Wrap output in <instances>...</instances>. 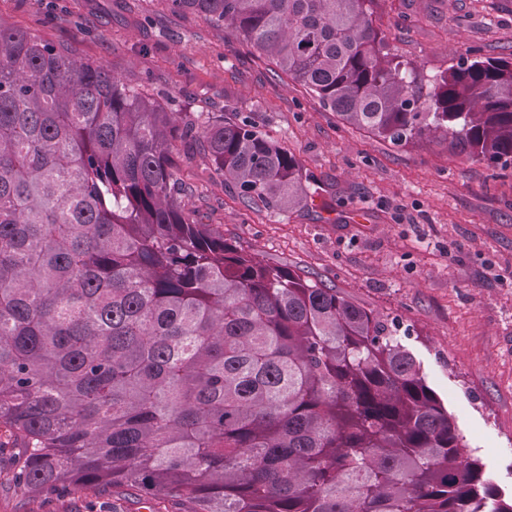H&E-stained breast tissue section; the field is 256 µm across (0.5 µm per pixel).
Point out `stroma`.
Wrapping results in <instances>:
<instances>
[{
    "label": "stroma",
    "mask_w": 512,
    "mask_h": 512,
    "mask_svg": "<svg viewBox=\"0 0 512 512\" xmlns=\"http://www.w3.org/2000/svg\"><path fill=\"white\" fill-rule=\"evenodd\" d=\"M0 18L174 111L249 121L293 152L317 192L282 213L245 205L203 149L178 155L186 211L397 320L472 456L512 496V159L474 161L436 141L396 147L343 125L231 28L166 0H0ZM375 23L431 74L475 51L512 57V0H380ZM22 460L0 428V512L155 507L134 489L31 498L9 483Z\"/></svg>",
    "instance_id": "35a3bbf8"
}]
</instances>
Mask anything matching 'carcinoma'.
Wrapping results in <instances>:
<instances>
[{"label":"carcinoma","instance_id":"carcinoma-1","mask_svg":"<svg viewBox=\"0 0 512 512\" xmlns=\"http://www.w3.org/2000/svg\"><path fill=\"white\" fill-rule=\"evenodd\" d=\"M233 29L343 123L512 157V59L427 76L379 0H166ZM205 146L245 203L312 181L247 121L194 119L0 19V428L41 496L110 485L177 512H512L398 325L185 212Z\"/></svg>","mask_w":512,"mask_h":512}]
</instances>
